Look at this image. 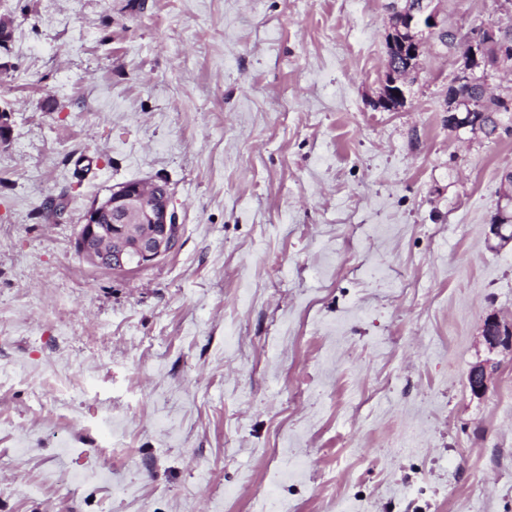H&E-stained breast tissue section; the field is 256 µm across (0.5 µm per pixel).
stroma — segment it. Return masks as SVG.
Listing matches in <instances>:
<instances>
[{
    "instance_id": "stroma-1",
    "label": "stroma",
    "mask_w": 512,
    "mask_h": 512,
    "mask_svg": "<svg viewBox=\"0 0 512 512\" xmlns=\"http://www.w3.org/2000/svg\"><path fill=\"white\" fill-rule=\"evenodd\" d=\"M386 2L5 0L0 512H512V350L482 335L512 324V132L448 126L434 37L376 108ZM151 177L177 250L83 259L91 202ZM512 172H506L504 173V178L509 175L508 181H504L503 189L501 192V198L498 205V211L496 214V219L491 222V233L496 235L497 237L501 238L502 240H508L511 238H505V236L502 233L503 226V220L505 214H508L509 208L511 210V204H512ZM503 201L505 202V205L503 206ZM483 335L491 346L507 345L512 348L511 326L504 324L496 315H489L484 322Z\"/></svg>"
}]
</instances>
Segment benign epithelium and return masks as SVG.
Masks as SVG:
<instances>
[{
    "label": "benign epithelium",
    "instance_id": "1",
    "mask_svg": "<svg viewBox=\"0 0 512 512\" xmlns=\"http://www.w3.org/2000/svg\"><path fill=\"white\" fill-rule=\"evenodd\" d=\"M461 41L464 57L470 62L484 64L483 54L489 40L496 38L504 28L496 23L482 24L467 33L447 28L440 18L439 9L432 0H397L389 10L387 38L409 66L404 68L396 61H387L382 91L376 106L394 111L405 105L407 86L420 69L421 48L424 34L439 32ZM493 67L499 72L512 71V42L501 39L495 46ZM476 70L465 67L456 74L448 88V126L456 130L476 131L480 128L482 109L459 110L454 105V89L471 80ZM13 138L12 110L0 104V149L10 145ZM173 189L163 179L135 180L112 186L109 194L94 201L84 212L76 238L78 253L97 266L113 272H131L147 269L173 253L179 244L182 224L172 204ZM502 204L498 205L496 219L491 222V233L504 238L503 220L512 207V174L504 182ZM483 335L491 346L506 345L512 348V327L496 315L485 319ZM487 366H471L467 374L472 394L481 396L488 389Z\"/></svg>",
    "mask_w": 512,
    "mask_h": 512
}]
</instances>
